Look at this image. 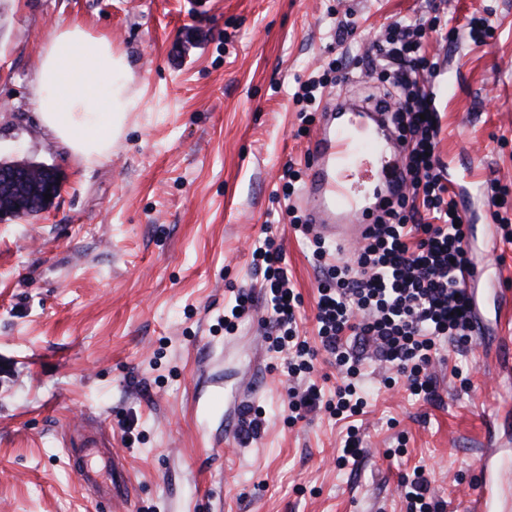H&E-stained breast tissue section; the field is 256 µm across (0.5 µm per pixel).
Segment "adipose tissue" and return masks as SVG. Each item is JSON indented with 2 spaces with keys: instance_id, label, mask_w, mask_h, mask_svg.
I'll use <instances>...</instances> for the list:
<instances>
[{
  "instance_id": "1",
  "label": "adipose tissue",
  "mask_w": 512,
  "mask_h": 512,
  "mask_svg": "<svg viewBox=\"0 0 512 512\" xmlns=\"http://www.w3.org/2000/svg\"><path fill=\"white\" fill-rule=\"evenodd\" d=\"M131 79L108 37L79 22L59 29L42 48L33 81L43 126L85 162L107 156L124 113L136 105Z\"/></svg>"
}]
</instances>
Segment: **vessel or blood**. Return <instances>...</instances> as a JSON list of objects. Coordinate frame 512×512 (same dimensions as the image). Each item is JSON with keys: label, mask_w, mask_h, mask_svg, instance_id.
<instances>
[{"label": "vessel or blood", "mask_w": 512, "mask_h": 512, "mask_svg": "<svg viewBox=\"0 0 512 512\" xmlns=\"http://www.w3.org/2000/svg\"><path fill=\"white\" fill-rule=\"evenodd\" d=\"M407 153L385 114L338 97L327 102L307 148L308 175L298 197L314 234L342 247L362 242L389 200L405 189ZM463 280L475 309L488 302L501 310L512 307V295L487 281L482 268L466 267ZM511 419L512 412L501 404L486 418L487 449L479 463L478 486L466 501L465 512H512V460L496 439L497 430ZM82 454L99 459L101 466L78 469L81 484L115 497L126 476L113 462L111 449L91 442Z\"/></svg>", "instance_id": "vessel-or-blood-1"}]
</instances>
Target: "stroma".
Returning <instances> with one entry per match:
<instances>
[{"label":"stroma","mask_w":512,"mask_h":512,"mask_svg":"<svg viewBox=\"0 0 512 512\" xmlns=\"http://www.w3.org/2000/svg\"><path fill=\"white\" fill-rule=\"evenodd\" d=\"M434 7L459 30L424 46L438 63L444 171L512 184V0H0V160L62 175L47 211L0 221V512H407L399 482L419 468L460 512L498 388L481 358L494 310L465 356L434 363L440 405L384 388L385 365L368 359L364 414L321 408L293 425L263 307L233 332L222 323L235 289L262 284L250 252L269 224L303 298L300 332L318 347L320 273L281 182L287 163L305 170L317 125L302 124L293 94L339 53L351 78L322 100L379 94L366 53L389 24ZM340 13L356 28L341 43ZM483 14L495 33L477 44L465 24ZM73 20L125 53L138 100L91 163L44 128L32 91L42 46ZM458 194L475 260L512 290V247L468 184ZM217 394L223 407L205 412ZM246 396L265 423L243 444ZM351 424L364 454L341 466ZM88 437L122 464L127 501H99L72 472L65 451Z\"/></svg>","instance_id":"35a3bbf8"}]
</instances>
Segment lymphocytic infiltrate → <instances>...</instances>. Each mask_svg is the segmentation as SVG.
I'll return each instance as SVG.
<instances>
[{
  "mask_svg": "<svg viewBox=\"0 0 512 512\" xmlns=\"http://www.w3.org/2000/svg\"><path fill=\"white\" fill-rule=\"evenodd\" d=\"M441 28L436 15L393 22L367 58L368 68L381 71L388 85L380 105L408 146L410 190L391 202L365 243L327 267L315 313L320 350L299 332L302 300L290 284L281 245L268 235L251 253L253 267L263 272L270 348L283 355L289 377L306 378L321 351L343 376L332 401H323L313 384L294 395L290 421L321 406L339 417L362 413L360 366L370 355L405 377L414 395L435 402L429 366L441 350L463 354L477 334L460 278L468 232L442 175L440 114L423 79L436 68L422 51L425 36Z\"/></svg>",
  "mask_w": 512,
  "mask_h": 512,
  "instance_id": "lymphocytic-infiltrate-1",
  "label": "lymphocytic infiltrate"
}]
</instances>
